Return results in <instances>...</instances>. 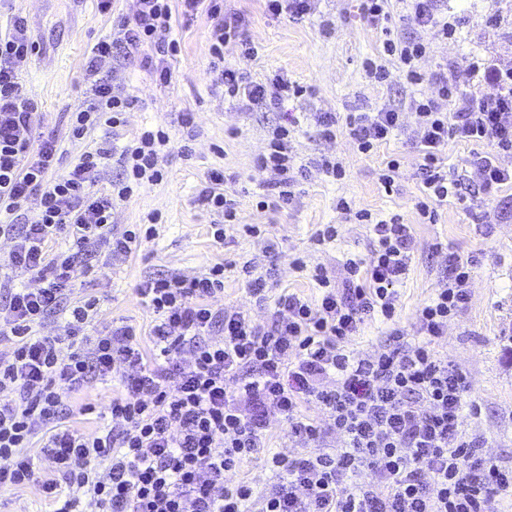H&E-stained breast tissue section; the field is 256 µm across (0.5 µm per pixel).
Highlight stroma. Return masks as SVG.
<instances>
[{
    "label": "stroma",
    "mask_w": 512,
    "mask_h": 512,
    "mask_svg": "<svg viewBox=\"0 0 512 512\" xmlns=\"http://www.w3.org/2000/svg\"><path fill=\"white\" fill-rule=\"evenodd\" d=\"M228 5L248 13L246 35L257 52L245 57L229 47L224 51L226 62L257 79L284 73L312 87V95L285 104L300 121L292 141L296 162L305 165L323 155L336 156L345 165V178L335 181L309 173L288 208L257 211L254 201L266 190V176L256 168L255 159L265 150L281 115L248 113L225 97L208 69V19L201 15L190 22L177 21L181 53L171 63L168 86L157 84L136 62L125 66L127 89L138 101L127 115L129 132L159 126L170 136L173 150L164 179L143 185L119 202L112 218L118 232L125 225L144 223L152 212L161 213L163 222L156 236L130 257L103 264L98 272L80 278L75 297L97 296L102 320H130L147 330L155 316L135 294L140 281L160 274L195 275L223 262V304L241 308L261 323L266 311L251 300L240 265L249 261L256 273L270 274L274 294L290 290L312 297L317 290L309 267L320 264L337 276L343 261L368 256L372 248L367 226L347 222L338 213L339 197L351 199L359 208L400 214L413 225L416 245L399 286L397 314L391 324L364 328L353 347L374 352L390 343L393 327L412 333L417 309L448 281L449 254L476 256L470 302L449 322L439 350L470 381L467 400L475 412L466 418L468 429L487 439L488 453L500 464L512 466V196L504 193L488 200L471 193L461 202L452 198L439 206L436 223L422 224L413 208L420 158L405 136L393 137L369 156L358 153L346 136L332 142L321 139L310 113L372 112L432 92L429 83L410 85L397 75L385 85L368 81L364 62L377 56L385 35L359 16L356 0H321L314 14L299 21L268 17L261 0H229ZM441 12L460 18L454 38L444 39L434 28L400 30L427 44L426 56L417 62L423 73L455 61L461 84L473 90L479 80L471 75V61L512 68V0H443ZM17 15L26 18L38 45L24 74L26 87L42 107L44 131L56 134L60 164L66 167L89 141L102 137L98 131L87 141L68 134L67 114L82 101L87 85L85 59L96 42L119 38L120 32L111 16L98 12L95 0H0V30ZM185 112L194 113L199 131L188 158L178 152L186 135L180 120ZM391 155L399 156L402 175L388 193L380 186L378 173ZM215 168L230 176L224 188L239 200L242 223L263 225L264 239L244 238L232 229L221 243L210 235L214 217L198 205L196 195ZM324 224L340 225L341 230L335 243L319 249L312 238ZM298 257L305 261L306 271L294 268Z\"/></svg>",
    "instance_id": "obj_1"
}]
</instances>
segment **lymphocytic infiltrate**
<instances>
[{
  "instance_id": "lymphocytic-infiltrate-1",
  "label": "lymphocytic infiltrate",
  "mask_w": 512,
  "mask_h": 512,
  "mask_svg": "<svg viewBox=\"0 0 512 512\" xmlns=\"http://www.w3.org/2000/svg\"><path fill=\"white\" fill-rule=\"evenodd\" d=\"M177 14L206 15L213 80L246 110L277 112L289 98L310 94L287 76L258 82L225 63L226 47L245 56L254 47L247 15L228 11L224 0H137L132 15L117 19L121 38L93 45L88 87L70 115L73 138L100 128L105 136L60 173L58 139L38 133L40 107L23 79L36 50L27 21L14 16L0 32V211L17 214L31 200L39 207L33 223L0 224L12 272L0 278V342L11 344L0 353V491L38 486L54 512H80L85 502L97 512H495L497 498L512 492V467L499 465L485 437L466 429L467 376L436 348L470 300L474 259L449 255L447 285L416 312L417 343L371 354L352 347L368 321L395 316L396 287L415 248L413 228L400 215L339 199L341 214L367 225L371 255L346 259L338 277L320 264L310 269L318 290L311 298L269 297L266 280L243 264L249 294L269 306L262 326L236 307L216 305L224 293L220 263L198 275L140 282L137 294L155 315L146 334L125 321L102 322L99 298H75L74 281L90 275L94 261L132 254L161 221L152 213L147 225L112 229L116 202L161 182L171 150L160 128L127 136L135 101L120 64L137 60L156 82L169 83L170 62L181 51ZM425 54L420 39L388 38L364 70L379 84L395 70L415 85L429 81L432 95L410 98L404 109L385 105L343 118L317 112L313 119L322 139L346 133L362 154L406 133L420 156L415 208L432 223L439 205L464 200L469 187L443 164L449 142L485 145L469 161L479 194L512 187V169L501 163L512 157V69L471 62L487 85L475 95L461 88L455 63L422 76L416 63ZM107 60L115 63L108 72ZM297 123L291 116L277 125L256 160L271 188L258 197L259 210L285 208L297 196ZM112 159L120 173L103 194L98 184ZM198 202L216 217L215 241L235 225L261 237L259 225L240 224L223 170L208 173ZM60 237L67 250L50 252ZM56 316L58 333H43ZM108 382L120 393L103 412L89 403L73 409V394ZM94 412L104 421L94 432L69 423L73 414ZM275 420L287 424L297 455L272 451ZM35 448L46 463L41 474ZM262 453L273 484L236 479L240 464Z\"/></svg>"
}]
</instances>
